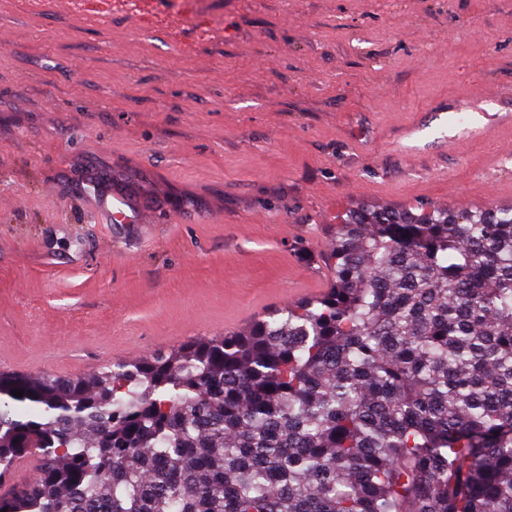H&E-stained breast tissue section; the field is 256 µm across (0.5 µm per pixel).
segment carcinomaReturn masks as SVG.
<instances>
[{
  "label": "carcinoma",
  "instance_id": "carcinoma-1",
  "mask_svg": "<svg viewBox=\"0 0 512 512\" xmlns=\"http://www.w3.org/2000/svg\"><path fill=\"white\" fill-rule=\"evenodd\" d=\"M330 261L245 333L1 372L0 512H512V207L361 206Z\"/></svg>",
  "mask_w": 512,
  "mask_h": 512
}]
</instances>
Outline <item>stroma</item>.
Instances as JSON below:
<instances>
[{
  "label": "stroma",
  "instance_id": "stroma-1",
  "mask_svg": "<svg viewBox=\"0 0 512 512\" xmlns=\"http://www.w3.org/2000/svg\"><path fill=\"white\" fill-rule=\"evenodd\" d=\"M95 170L152 223H94ZM361 204L512 206V0H0V370L316 299Z\"/></svg>",
  "mask_w": 512,
  "mask_h": 512
}]
</instances>
